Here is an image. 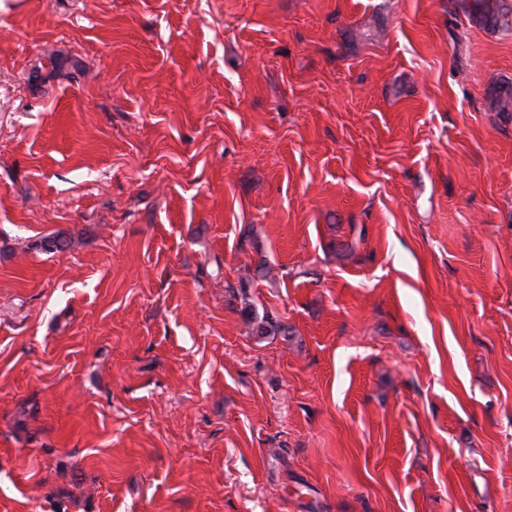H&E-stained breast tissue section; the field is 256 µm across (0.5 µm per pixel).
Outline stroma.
<instances>
[{
    "instance_id": "35a3bbf8",
    "label": "stroma",
    "mask_w": 512,
    "mask_h": 512,
    "mask_svg": "<svg viewBox=\"0 0 512 512\" xmlns=\"http://www.w3.org/2000/svg\"><path fill=\"white\" fill-rule=\"evenodd\" d=\"M465 2L0 0V512H512Z\"/></svg>"
}]
</instances>
